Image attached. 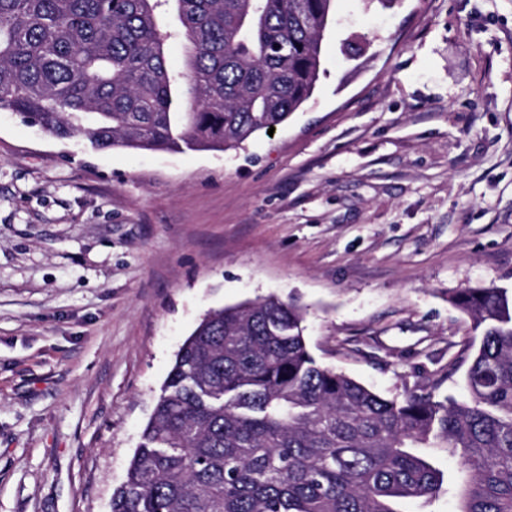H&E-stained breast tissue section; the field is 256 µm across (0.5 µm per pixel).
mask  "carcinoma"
<instances>
[{"instance_id": "obj_1", "label": "carcinoma", "mask_w": 512, "mask_h": 512, "mask_svg": "<svg viewBox=\"0 0 512 512\" xmlns=\"http://www.w3.org/2000/svg\"><path fill=\"white\" fill-rule=\"evenodd\" d=\"M334 0H0V110L96 150L234 149L310 98ZM184 49L183 68L166 46ZM482 330L468 399L386 398L311 355L301 308L208 310L180 347L112 512H512V295L452 299Z\"/></svg>"}]
</instances>
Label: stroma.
Returning <instances> with one entry per match:
<instances>
[{"label":"stroma","mask_w":512,"mask_h":512,"mask_svg":"<svg viewBox=\"0 0 512 512\" xmlns=\"http://www.w3.org/2000/svg\"><path fill=\"white\" fill-rule=\"evenodd\" d=\"M312 98L229 151H96L0 110V512H111L175 356L273 295L318 363L466 395L512 291V0H334Z\"/></svg>","instance_id":"obj_1"}]
</instances>
